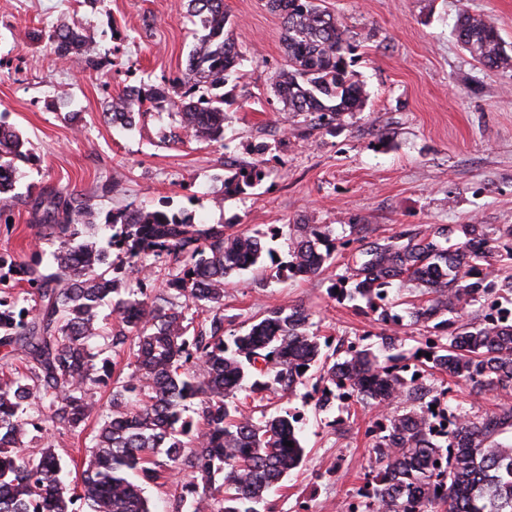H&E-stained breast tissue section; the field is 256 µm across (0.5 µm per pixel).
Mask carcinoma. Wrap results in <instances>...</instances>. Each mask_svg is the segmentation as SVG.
Returning a JSON list of instances; mask_svg holds the SVG:
<instances>
[{
    "mask_svg": "<svg viewBox=\"0 0 512 512\" xmlns=\"http://www.w3.org/2000/svg\"><path fill=\"white\" fill-rule=\"evenodd\" d=\"M282 20L288 69L274 89L283 111L310 117L331 128L344 112L363 108L366 92L348 70L353 36L317 0H267ZM199 18L204 34L175 84L223 86L238 74L243 53L224 34V0H183ZM458 42L489 70L512 65L494 22L463 12ZM56 50L73 46L78 32L61 26L51 34ZM110 108L116 126L135 125L145 98L126 92ZM179 127L198 140L224 138V97L199 96L173 102ZM29 155L20 131L0 122V196L17 178V162ZM263 169L245 164L224 178V194L260 184ZM46 235L58 241L55 269L40 270L35 258L18 263L0 256V284L27 286L19 300H0V347L19 351L26 371L0 378V512H152L143 485L167 473L186 481L171 512H257L255 505L277 488L304 457L301 418L287 412L254 416L240 392L256 398L268 391L291 393L318 373L316 406L330 408L336 391L358 401L391 404L408 397L417 405L386 416L368 429L378 471L369 486V512H512V403L474 419L460 408L450 412L451 429L436 430L431 405L420 403L422 368L440 370L450 381L480 395L512 396V318L499 299L512 304V276L494 288L491 260L512 264V249L501 255L495 236H512L484 224L439 225L425 233H399L360 249L352 273L333 288L350 302L374 311L389 301L391 288L416 283L429 298L411 311L416 323L436 321L445 335L426 338L420 369L406 375L396 336L382 339L381 357L351 347L342 358L322 353L320 337L309 332L302 308H273L238 334L224 335L227 279L275 256L264 240L281 228L225 233L222 224H196L179 210H136L112 214L106 245L83 237L82 203L65 208L45 197ZM288 260L275 261L276 276H314L336 252L326 224L289 225ZM122 264L109 261L110 251ZM175 264L164 288L205 314L186 317L183 307L164 305L147 293L148 277L128 286L123 267L146 272L149 258ZM112 298L119 330L106 348L135 359L128 379L112 391L110 409L100 414L91 450L74 484L61 460L47 448L37 458L20 452L33 430L48 425L60 434L80 427L94 412L89 391L106 383L110 360L95 362L90 342L102 336L98 308ZM450 318H444L445 314ZM431 357H426V354ZM202 405L204 427L191 434L186 416L194 400ZM292 446L284 445V442Z\"/></svg>",
    "mask_w": 512,
    "mask_h": 512,
    "instance_id": "1",
    "label": "carcinoma"
}]
</instances>
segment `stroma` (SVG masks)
I'll return each instance as SVG.
<instances>
[{"instance_id":"1","label":"stroma","mask_w":512,"mask_h":512,"mask_svg":"<svg viewBox=\"0 0 512 512\" xmlns=\"http://www.w3.org/2000/svg\"><path fill=\"white\" fill-rule=\"evenodd\" d=\"M180 0H0V120L28 141L20 163L12 221L0 224V255L39 256L50 271L56 242L40 222L52 189L88 207L103 229L122 209L184 210L198 224H231L255 232L271 224H327L341 246L328 270L309 278H275L256 266L232 276L224 290V329L276 307H301L329 349L378 345L396 336L414 352L423 326L408 309L422 300L410 287L395 308L402 326L336 299L329 288L374 239L436 224L512 225V66L484 68L457 41L461 11L491 18L512 55V0H323L356 40L352 69L367 102L345 112L332 131L289 116L273 92L286 68L279 16L265 0H224V31L241 48L239 78L222 87L224 139L177 136L173 86L202 29L183 17ZM93 26L95 43L73 63L60 62L49 35L59 25ZM151 95L132 129L108 122L113 97ZM263 162L268 176L238 195L224 192L229 167ZM429 383L441 404L480 417L494 395ZM310 387L278 394L258 408L302 415L306 457L268 499V512H337L359 500L375 458L365 432L382 410L340 400L317 410ZM97 428L89 418L71 433L31 432L23 448L40 456L53 447L81 472Z\"/></svg>"}]
</instances>
